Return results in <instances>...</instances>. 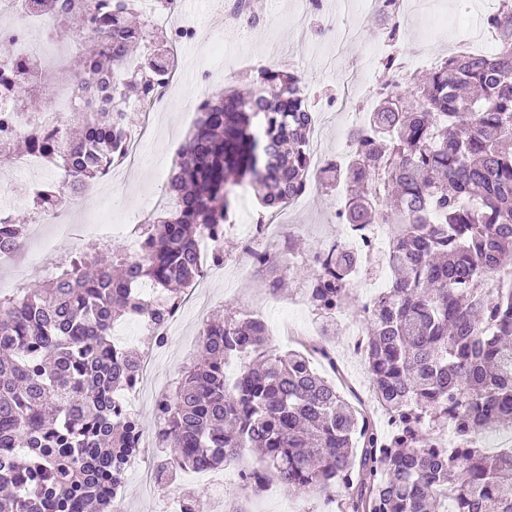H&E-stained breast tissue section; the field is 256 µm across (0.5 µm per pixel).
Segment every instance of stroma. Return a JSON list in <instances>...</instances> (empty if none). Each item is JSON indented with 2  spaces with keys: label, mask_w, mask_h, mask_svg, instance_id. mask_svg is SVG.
<instances>
[{
  "label": "stroma",
  "mask_w": 512,
  "mask_h": 512,
  "mask_svg": "<svg viewBox=\"0 0 512 512\" xmlns=\"http://www.w3.org/2000/svg\"><path fill=\"white\" fill-rule=\"evenodd\" d=\"M268 19L266 24L248 30L223 13L217 0H179L177 24L193 25L205 33L223 38L222 53H215L212 43L187 40L178 48V72L175 94L177 107L169 111H156L150 115L133 113L134 124L150 121L152 133L143 143L142 164L128 171L122 178L105 186L101 194L76 197L71 205L72 219L77 224L92 223L101 209H108L111 221L123 224L134 214L151 211L170 176L169 168L177 158L186 132L194 124L183 107L184 100L199 93L203 86H214L223 81L225 87H246L250 74L249 64H266L274 51H281L283 62L293 64L303 84L314 92L318 108L314 112L319 131L321 151L326 159H337L336 141L347 122L346 113L337 111L340 82L357 74H368V81L356 88L362 99H375L382 83L390 81L391 73L381 66L383 56L375 36L378 22L364 26L359 39L344 50L336 48V33L327 27L326 14L360 13L364 0H325L320 12L310 14L306 31H299L291 20L300 10L299 0H265ZM431 10L419 12L417 0H405V11L398 17L401 41L400 52L413 54L425 49L431 62L448 54L453 40L471 39L482 27L492 10L491 0H470L466 12H459L457 0H430ZM338 206L335 192L323 190L313 195L304 205L285 208L288 226H276L272 250L273 267L257 271H243L237 260L244 243L237 235H229L224 242L222 265H207V286L189 296L182 322L168 335L163 346H154L144 323L135 317L122 320L128 329V347L150 350L152 372L147 375L141 396L133 409L143 428L146 446L139 456L140 464H154V450L150 444L156 415L153 410L155 396L163 392L168 381L180 374L183 366L195 357L200 340V319L215 313L236 311L264 319L268 325V339L279 351H306L312 340L311 332L320 328L305 295L307 285L302 272L311 265L312 254L324 243L339 238L343 226L334 219ZM274 277L284 278L287 286L279 295H268L265 283ZM292 314L301 331L289 337L276 326L277 319ZM358 310L346 312L336 332L330 336L336 354L337 368H330L321 358H314L313 366L325 377L333 379L344 398L357 410L368 408L371 399L366 364L361 356L351 354L348 346L352 329L363 324ZM250 512H323L321 497H297L287 489L273 485L259 496L253 497Z\"/></svg>",
  "instance_id": "35a3bbf8"
}]
</instances>
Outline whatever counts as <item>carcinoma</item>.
<instances>
[{
	"label": "carcinoma",
	"instance_id": "1",
	"mask_svg": "<svg viewBox=\"0 0 512 512\" xmlns=\"http://www.w3.org/2000/svg\"><path fill=\"white\" fill-rule=\"evenodd\" d=\"M135 0H75L47 35L73 39L59 83L73 82L86 109L54 132L16 130L26 101L47 104L57 85L14 84L13 111L0 112V160L23 141L61 171L44 184L40 212L69 203L120 159L130 96L151 105L170 74V37L128 15ZM500 49L451 55L416 88L394 87L354 135L347 163L328 162L343 183L341 223L361 228L388 216L389 285L356 306L349 284L357 254L323 255L307 299L328 321L358 307L362 347L380 407L396 420L381 434L347 404L336 384L300 352L267 346L263 320L224 315L203 326L197 358L157 403L159 474L217 470L242 450L264 469L239 473L224 512H250L249 494L272 473L288 491L313 497L342 488L345 512H512V448L489 453L474 437L512 427V0L486 18ZM291 66L257 70L247 91L198 105L201 116L165 187L172 204L141 225L138 256L112 250L96 272L92 245L42 283L0 294V512H121L128 461L143 431L120 394L135 387L142 353L112 342V324L140 317L160 327L181 290L204 276L196 245L220 232L250 187L261 206L285 207L309 174L313 125ZM21 225L0 224V247ZM149 281L170 295L145 300ZM448 427L453 447L436 431Z\"/></svg>",
	"mask_w": 512,
	"mask_h": 512
}]
</instances>
